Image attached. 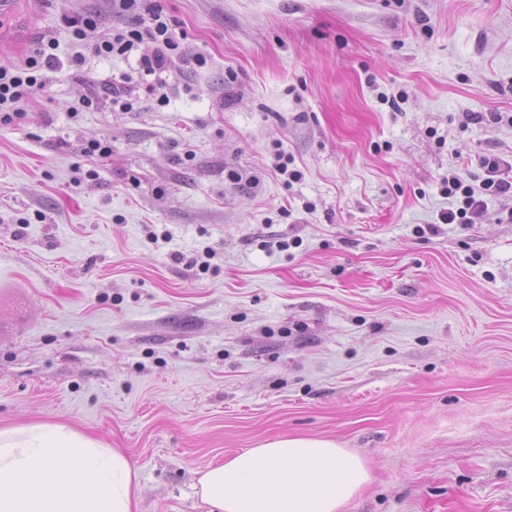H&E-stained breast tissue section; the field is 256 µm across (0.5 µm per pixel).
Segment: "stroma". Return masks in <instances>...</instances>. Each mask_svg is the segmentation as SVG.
<instances>
[{
	"label": "stroma",
	"mask_w": 512,
	"mask_h": 512,
	"mask_svg": "<svg viewBox=\"0 0 512 512\" xmlns=\"http://www.w3.org/2000/svg\"><path fill=\"white\" fill-rule=\"evenodd\" d=\"M161 4L206 64L129 110L136 57L70 63L105 0L0 16V63L62 62L0 125V428L122 449L139 512H207L200 471L280 435L366 462L345 512H512V199L439 219L449 172L512 156V0Z\"/></svg>",
	"instance_id": "obj_1"
}]
</instances>
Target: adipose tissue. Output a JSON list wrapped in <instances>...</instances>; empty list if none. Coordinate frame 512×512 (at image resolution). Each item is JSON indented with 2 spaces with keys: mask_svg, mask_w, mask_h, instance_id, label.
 <instances>
[{
  "mask_svg": "<svg viewBox=\"0 0 512 512\" xmlns=\"http://www.w3.org/2000/svg\"><path fill=\"white\" fill-rule=\"evenodd\" d=\"M369 480L332 440L279 436L202 471L208 512H344ZM121 449L61 422L0 428V512H138Z\"/></svg>",
  "mask_w": 512,
  "mask_h": 512,
  "instance_id": "adipose-tissue-1",
  "label": "adipose tissue"
}]
</instances>
